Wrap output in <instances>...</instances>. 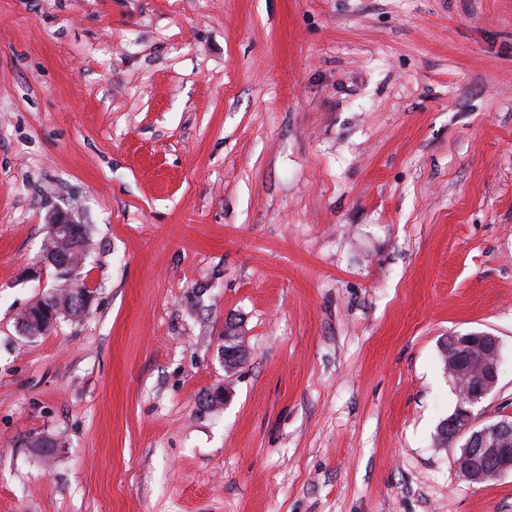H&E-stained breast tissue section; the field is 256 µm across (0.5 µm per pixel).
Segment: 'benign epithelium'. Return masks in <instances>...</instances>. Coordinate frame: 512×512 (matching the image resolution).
<instances>
[{
  "mask_svg": "<svg viewBox=\"0 0 512 512\" xmlns=\"http://www.w3.org/2000/svg\"><path fill=\"white\" fill-rule=\"evenodd\" d=\"M45 261L67 278L75 277L70 258L45 256ZM448 340V369L462 393L453 415L445 422L448 439L463 440L454 460L459 475L469 483L482 484L512 473V419L474 427V408L496 387L501 356L499 339L489 333H454Z\"/></svg>",
  "mask_w": 512,
  "mask_h": 512,
  "instance_id": "benign-epithelium-1",
  "label": "benign epithelium"
}]
</instances>
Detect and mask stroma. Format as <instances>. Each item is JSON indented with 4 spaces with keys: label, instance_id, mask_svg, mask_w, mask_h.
I'll list each match as a JSON object with an SVG mask.
<instances>
[{
    "label": "stroma",
    "instance_id": "obj_1",
    "mask_svg": "<svg viewBox=\"0 0 512 512\" xmlns=\"http://www.w3.org/2000/svg\"><path fill=\"white\" fill-rule=\"evenodd\" d=\"M474 331L512 419V0H0V512H512L435 445ZM50 224V235H54L56 231H59L63 227H71L70 224H73L67 238L60 236L57 240L50 237L49 241L45 244L44 252L51 250H64L69 252L74 263H77L78 271L75 274L72 261L65 254L58 256L46 254L44 257L45 261L52 265L61 276L74 278L76 275L77 279L80 280L82 274L81 270L85 267L89 257V252L86 250L87 226L85 224H77L72 214L63 210L57 211L53 215ZM81 288H69V289H61L59 292H54L48 298L43 300L44 306L48 309H53L55 306H58L59 302L63 303V312L62 315H65L69 310L72 311L71 317L78 316L81 312H79V295ZM46 308H42V311L45 315H47V320L51 323L55 321L56 315L52 310H48Z\"/></svg>",
    "mask_w": 512,
    "mask_h": 512
}]
</instances>
